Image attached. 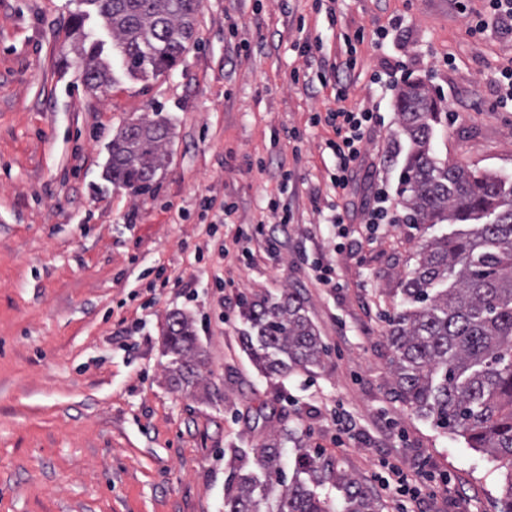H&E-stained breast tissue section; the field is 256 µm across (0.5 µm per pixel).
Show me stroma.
Returning a JSON list of instances; mask_svg holds the SVG:
<instances>
[{
    "label": "stroma",
    "instance_id": "35a3bbf8",
    "mask_svg": "<svg viewBox=\"0 0 512 512\" xmlns=\"http://www.w3.org/2000/svg\"><path fill=\"white\" fill-rule=\"evenodd\" d=\"M484 5L202 0L195 44L144 80L113 59L112 34L87 0H0V512H224L232 475L255 471L256 449L273 443L289 463L319 450L382 512H399L371 467L386 455L410 474L451 476L424 512H499L505 468L394 393L388 318L421 248L448 227H364L377 182L391 212L406 214L395 101L410 79L458 115L435 133L434 156L512 181V110L497 107L493 80L512 64V34H469V14ZM77 15L112 63L108 88L84 85L69 34ZM394 19L401 28L379 38ZM350 38L357 66L338 75L345 105L381 121L340 199L325 147L333 131L309 118L334 106L318 72L345 60ZM306 40L320 42L315 57L300 52ZM295 72L306 83H292ZM156 111L170 124L169 163L137 194L107 178L109 147L119 127ZM294 129L300 140L289 139ZM271 196L294 215L274 257L263 240L237 236L258 223L278 234ZM339 205L342 230L331 222ZM319 255L339 286L315 281ZM288 289L326 353L269 377L242 348L239 303ZM174 311L193 319L207 368L183 390L162 336ZM338 405L357 428L344 447L333 443Z\"/></svg>",
    "mask_w": 512,
    "mask_h": 512
}]
</instances>
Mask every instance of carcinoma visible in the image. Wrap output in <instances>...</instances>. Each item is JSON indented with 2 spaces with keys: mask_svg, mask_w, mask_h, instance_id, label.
I'll list each match as a JSON object with an SVG mask.
<instances>
[{
  "mask_svg": "<svg viewBox=\"0 0 512 512\" xmlns=\"http://www.w3.org/2000/svg\"><path fill=\"white\" fill-rule=\"evenodd\" d=\"M112 30V53L136 78L171 69L194 41L201 0H91ZM83 81L91 90L112 82L111 64L96 43L78 40ZM409 143L400 196L415 224H454L429 241L417 267L402 281L405 305L390 320L395 393L415 414L468 447L512 466V182L490 171L433 156L435 131L448 113L421 82H409L396 99ZM170 128L161 113L140 117L112 136L108 176L137 193L165 168ZM249 324L241 343L268 375L306 370L325 348L296 291L241 300ZM176 368L172 382L188 385L205 363L193 320L170 314L163 329ZM263 480L240 474L224 493V512H331L311 485L331 483L343 492V512H380L361 482L308 452L287 474L281 447L256 450ZM309 476L304 480L301 475ZM276 497V507L260 503Z\"/></svg>",
  "mask_w": 512,
  "mask_h": 512,
  "instance_id": "1",
  "label": "carcinoma"
}]
</instances>
